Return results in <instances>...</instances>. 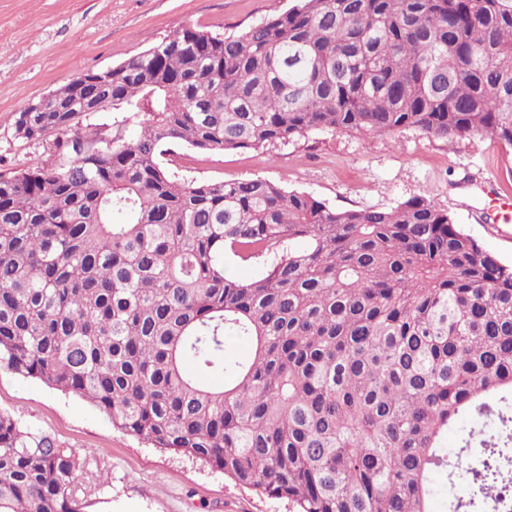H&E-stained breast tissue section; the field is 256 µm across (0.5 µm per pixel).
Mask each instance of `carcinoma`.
<instances>
[{"mask_svg": "<svg viewBox=\"0 0 512 512\" xmlns=\"http://www.w3.org/2000/svg\"><path fill=\"white\" fill-rule=\"evenodd\" d=\"M95 75L13 115L26 143L65 138L0 176V362L297 512H432L434 472L468 488L448 512L508 508L512 265L425 197L340 210L261 178L187 182L164 155L319 129L512 148V0H298L236 32L184 26L93 97ZM83 110L146 119L106 143ZM82 468L0 414V512H81Z\"/></svg>", "mask_w": 512, "mask_h": 512, "instance_id": "carcinoma-1", "label": "carcinoma"}]
</instances>
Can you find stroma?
<instances>
[{"mask_svg":"<svg viewBox=\"0 0 512 512\" xmlns=\"http://www.w3.org/2000/svg\"><path fill=\"white\" fill-rule=\"evenodd\" d=\"M295 0H0V174L54 160L49 144L15 138L12 115L71 79L118 65L183 26L234 32ZM170 168L190 181L262 178L335 209H389L425 197L503 262L512 223L480 191L512 197V150L488 138L445 142L403 128L361 136L311 131L259 150L203 153L173 146ZM0 412L25 431L76 448L81 512H289L286 500L236 484L210 465L115 429L86 399L0 366Z\"/></svg>","mask_w":512,"mask_h":512,"instance_id":"1","label":"stroma"}]
</instances>
